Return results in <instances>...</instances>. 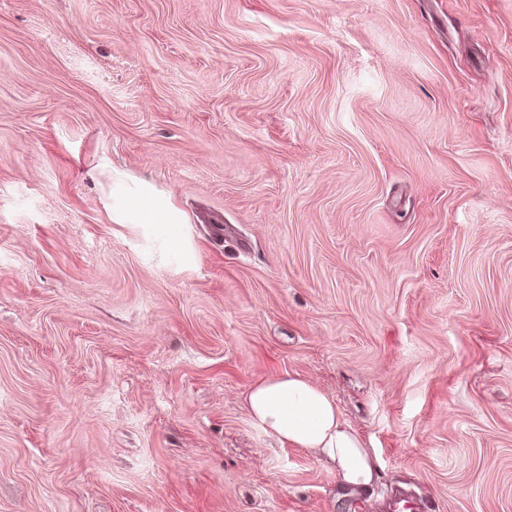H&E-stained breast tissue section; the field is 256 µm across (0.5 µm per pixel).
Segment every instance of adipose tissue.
I'll return each instance as SVG.
<instances>
[{
	"instance_id": "ef3b65f1",
	"label": "adipose tissue",
	"mask_w": 512,
	"mask_h": 512,
	"mask_svg": "<svg viewBox=\"0 0 512 512\" xmlns=\"http://www.w3.org/2000/svg\"><path fill=\"white\" fill-rule=\"evenodd\" d=\"M112 211L123 224H172L175 212L151 202L147 190L116 188ZM253 422L289 446L313 452L352 490L366 489L376 466L358 433L342 418L335 399L299 373H284L254 383L245 397Z\"/></svg>"
}]
</instances>
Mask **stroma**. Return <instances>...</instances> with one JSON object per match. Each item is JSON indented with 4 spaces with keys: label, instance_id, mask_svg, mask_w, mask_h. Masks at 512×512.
<instances>
[{
    "label": "stroma",
    "instance_id": "1",
    "mask_svg": "<svg viewBox=\"0 0 512 512\" xmlns=\"http://www.w3.org/2000/svg\"><path fill=\"white\" fill-rule=\"evenodd\" d=\"M288 372L368 491L251 422ZM397 492L512 512V0H0V512ZM112 212L123 224H173L177 220L175 212L152 204L149 191L141 189L131 195L119 184L115 194L112 190Z\"/></svg>",
    "mask_w": 512,
    "mask_h": 512
}]
</instances>
